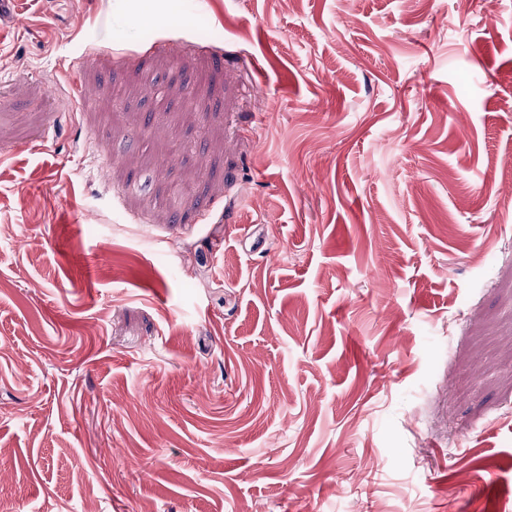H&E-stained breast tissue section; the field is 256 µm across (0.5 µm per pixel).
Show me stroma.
<instances>
[{
  "label": "stroma",
  "mask_w": 512,
  "mask_h": 512,
  "mask_svg": "<svg viewBox=\"0 0 512 512\" xmlns=\"http://www.w3.org/2000/svg\"><path fill=\"white\" fill-rule=\"evenodd\" d=\"M10 11L0 512H512V0Z\"/></svg>",
  "instance_id": "obj_1"
}]
</instances>
